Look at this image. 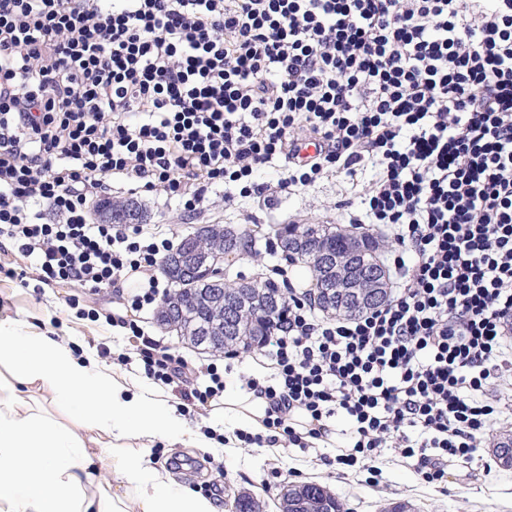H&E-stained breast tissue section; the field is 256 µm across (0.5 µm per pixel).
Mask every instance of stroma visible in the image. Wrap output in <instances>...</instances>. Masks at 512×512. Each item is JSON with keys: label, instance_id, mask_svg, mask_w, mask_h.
I'll use <instances>...</instances> for the list:
<instances>
[{"label": "stroma", "instance_id": "obj_1", "mask_svg": "<svg viewBox=\"0 0 512 512\" xmlns=\"http://www.w3.org/2000/svg\"><path fill=\"white\" fill-rule=\"evenodd\" d=\"M372 172L349 181L334 172H326L315 184L298 192H277L278 171L266 169L257 181L276 196L271 205L257 202H223V189L211 193L216 207L196 214L184 212L178 200H166L163 192H139L135 200L147 212L148 224L157 226L163 236L180 241L197 224H246L259 226L262 238L272 237L281 225L290 222L308 224H342L345 212L342 205L352 198L357 187L367 186ZM33 259L21 257L9 243L0 244V320L22 319L38 332L70 341L76 355L101 359L102 347L114 353L126 354L129 363L113 365L116 375L142 381L138 363V342L129 330L111 326L105 320H91L80 316V309L89 307L112 309L109 294L98 296L77 294L75 288L60 285L54 288L40 286L35 278L19 282L7 276L10 268L33 266ZM78 296V306H71V296ZM146 335L164 339L196 372L201 385H208V365L225 368V381L238 383L241 374L255 371L250 353H239L232 361L223 355L191 347L177 331L159 326L152 312L139 315ZM190 456L209 460L211 470L203 471L201 479L189 480L190 488H197L201 480L214 478L215 467H222L224 479L218 498L222 507H229L235 494L247 492L265 505V512H279L278 494L285 481L317 483L326 487L343 503L346 512H382L386 504L407 500L417 512H512V469H501L491 449H482L469 461L470 469L478 478L466 486L455 480L424 482L412 468L391 453L376 458L373 471L360 467L350 469L332 464L334 449L258 448L244 447L240 440L219 441L217 447L205 450L193 448Z\"/></svg>", "mask_w": 512, "mask_h": 512}]
</instances>
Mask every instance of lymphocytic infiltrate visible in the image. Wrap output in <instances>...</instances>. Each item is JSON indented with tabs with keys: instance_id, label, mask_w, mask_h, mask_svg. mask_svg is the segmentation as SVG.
Masks as SVG:
<instances>
[{
	"instance_id": "obj_1",
	"label": "lymphocytic infiltrate",
	"mask_w": 512,
	"mask_h": 512,
	"mask_svg": "<svg viewBox=\"0 0 512 512\" xmlns=\"http://www.w3.org/2000/svg\"><path fill=\"white\" fill-rule=\"evenodd\" d=\"M368 166L346 221L374 234L388 296L345 318L290 291L254 348L275 383L243 379L269 407L241 439L305 449L340 415L337 464L390 450L440 480L512 419L491 390L512 369V0H0V238L43 285L131 311L90 318L142 337L135 312L169 293L170 239L88 222L113 184L194 213L212 187L264 195V168L285 192ZM142 339L146 379L192 406L223 393Z\"/></svg>"
}]
</instances>
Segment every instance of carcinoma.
Here are the masks:
<instances>
[{"mask_svg":"<svg viewBox=\"0 0 512 512\" xmlns=\"http://www.w3.org/2000/svg\"><path fill=\"white\" fill-rule=\"evenodd\" d=\"M112 209V218L122 220L132 209L139 218L145 212L130 201ZM259 231L250 227L222 229L209 225L198 227L183 236L175 254L196 260V269L188 274L172 267L167 254L162 270L176 286L169 302L158 312L163 325H174L180 335L195 346L222 352L235 346L250 350L267 339L285 315V296L280 289L255 280L224 279V292H214L206 280L201 263L216 253L226 256H250L256 250ZM278 243L291 245L286 257L307 266L314 277L315 302L318 310L333 311L351 317L363 313L356 299L366 297L376 306L384 300L386 270L374 238L362 233L350 239L335 224H284L276 234ZM500 465L512 468V436L500 438L493 449ZM235 512H263L262 504L249 494L234 501ZM281 512H343V505L316 483L288 485L280 496Z\"/></svg>","mask_w":512,"mask_h":512,"instance_id":"1","label":"carcinoma"}]
</instances>
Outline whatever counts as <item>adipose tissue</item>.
I'll return each mask as SVG.
<instances>
[{"label": "adipose tissue", "instance_id": "obj_1", "mask_svg": "<svg viewBox=\"0 0 512 512\" xmlns=\"http://www.w3.org/2000/svg\"><path fill=\"white\" fill-rule=\"evenodd\" d=\"M157 439L212 445L162 390L25 321H0V512H220L126 450Z\"/></svg>", "mask_w": 512, "mask_h": 512}]
</instances>
